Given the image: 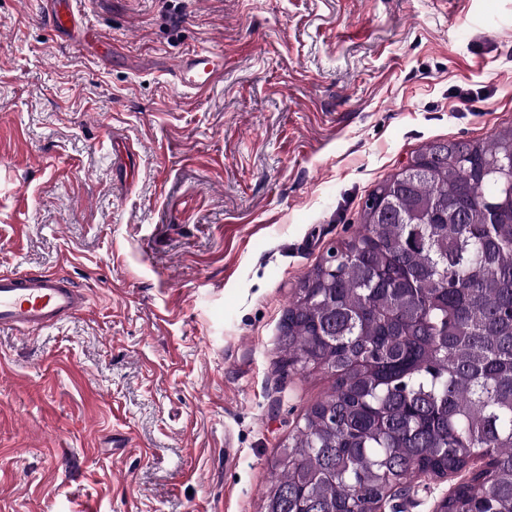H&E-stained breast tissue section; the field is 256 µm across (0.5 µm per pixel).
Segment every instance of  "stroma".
<instances>
[{
    "label": "stroma",
    "instance_id": "stroma-1",
    "mask_svg": "<svg viewBox=\"0 0 512 512\" xmlns=\"http://www.w3.org/2000/svg\"><path fill=\"white\" fill-rule=\"evenodd\" d=\"M72 6L79 40L0 0V271L88 298L0 327V512H263L334 382L283 365L282 316L413 152L512 123V0ZM456 483L413 477L406 512ZM223 72V53L206 49L182 57L176 75L186 90L203 93Z\"/></svg>",
    "mask_w": 512,
    "mask_h": 512
}]
</instances>
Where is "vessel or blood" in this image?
Returning a JSON list of instances; mask_svg holds the SVG:
<instances>
[{
  "instance_id": "1",
  "label": "vessel or blood",
  "mask_w": 512,
  "mask_h": 512,
  "mask_svg": "<svg viewBox=\"0 0 512 512\" xmlns=\"http://www.w3.org/2000/svg\"><path fill=\"white\" fill-rule=\"evenodd\" d=\"M46 19L60 35H75L81 30L70 0H52ZM223 71V54L206 49L182 57L176 75L186 90L202 93ZM86 304L80 289L58 275L0 274V326L28 332L49 329L85 311Z\"/></svg>"
}]
</instances>
